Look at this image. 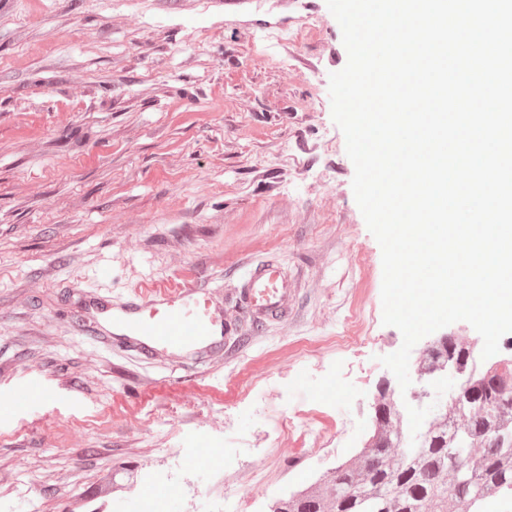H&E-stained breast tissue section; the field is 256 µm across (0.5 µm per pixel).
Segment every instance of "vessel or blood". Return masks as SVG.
Returning <instances> with one entry per match:
<instances>
[{
	"label": "vessel or blood",
	"mask_w": 512,
	"mask_h": 512,
	"mask_svg": "<svg viewBox=\"0 0 512 512\" xmlns=\"http://www.w3.org/2000/svg\"><path fill=\"white\" fill-rule=\"evenodd\" d=\"M242 291L258 322L285 314L288 282L272 265H254L244 278ZM84 316L93 335L124 338L147 355L207 353L221 348L224 341L223 311L214 307L207 289L191 280L122 301L86 293Z\"/></svg>",
	"instance_id": "b4317fda"
}]
</instances>
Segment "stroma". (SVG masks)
I'll use <instances>...</instances> for the list:
<instances>
[{
	"mask_svg": "<svg viewBox=\"0 0 512 512\" xmlns=\"http://www.w3.org/2000/svg\"><path fill=\"white\" fill-rule=\"evenodd\" d=\"M347 60L326 0H0V396L42 389L0 415V512H213L223 486L271 512L362 448L400 331L331 116ZM266 261L292 293L258 331L238 285ZM190 277L222 351L78 325L83 291Z\"/></svg>",
	"mask_w": 512,
	"mask_h": 512,
	"instance_id": "stroma-1",
	"label": "stroma"
}]
</instances>
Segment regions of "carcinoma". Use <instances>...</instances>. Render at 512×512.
Listing matches in <instances>:
<instances>
[{"mask_svg": "<svg viewBox=\"0 0 512 512\" xmlns=\"http://www.w3.org/2000/svg\"><path fill=\"white\" fill-rule=\"evenodd\" d=\"M430 365L453 361L463 367L473 358L455 338L438 339L427 349ZM496 375L486 371L461 386L455 400L422 423L419 437L398 441L404 429L392 387L378 388L373 434L362 450L333 468L323 484L278 500L271 512H448L462 497L470 512H485L493 496L512 498V401L499 397ZM403 448L401 459L391 449ZM461 449L460 462L483 494L473 497L455 482L449 449Z\"/></svg>", "mask_w": 512, "mask_h": 512, "instance_id": "1", "label": "carcinoma"}]
</instances>
